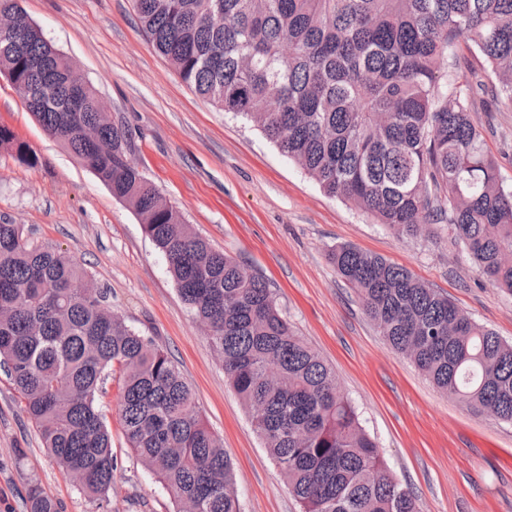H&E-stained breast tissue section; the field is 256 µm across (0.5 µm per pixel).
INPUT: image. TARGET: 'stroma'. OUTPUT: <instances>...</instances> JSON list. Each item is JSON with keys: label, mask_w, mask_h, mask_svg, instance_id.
Masks as SVG:
<instances>
[{"label": "stroma", "mask_w": 512, "mask_h": 512, "mask_svg": "<svg viewBox=\"0 0 512 512\" xmlns=\"http://www.w3.org/2000/svg\"><path fill=\"white\" fill-rule=\"evenodd\" d=\"M22 5L96 88L112 121L129 130L134 162L166 201L200 238L269 283L283 318L334 367L340 390L394 476L413 491L418 512H512V424L441 393L393 351L328 260L342 245L383 256L512 342V293L479 274L447 224L402 237L327 197L251 123L181 80L142 31L134 0ZM473 120L493 125L486 149L511 187L512 112L480 109ZM1 123L39 162L26 166L0 151V222L65 252L106 291L112 313L173 357L232 463L241 512H301L133 208L44 134L3 76ZM98 405L118 469L108 497L97 501L54 463L0 371V512H25L31 477L62 512H174L169 491L126 444L117 381H108Z\"/></svg>", "instance_id": "35a3bbf8"}]
</instances>
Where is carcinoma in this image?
Returning <instances> with one entry per match:
<instances>
[{"label": "carcinoma", "instance_id": "cac0c4a2", "mask_svg": "<svg viewBox=\"0 0 512 512\" xmlns=\"http://www.w3.org/2000/svg\"><path fill=\"white\" fill-rule=\"evenodd\" d=\"M134 2L181 80L250 121L327 196L402 236L447 217L480 272L512 293V189L486 150L490 129L472 120L485 98L512 110V0ZM2 10L14 25L0 36V72L28 91L44 132L140 217L302 512H417L270 285L198 237L128 161L129 130L95 110L93 86H72L74 62L21 0H0ZM461 40L482 65L464 82ZM0 149L38 163L4 124ZM330 260L394 350L442 392L512 423V342L379 255L342 246ZM86 283L71 257L0 223V368L45 448L84 493L108 495L118 462L97 400L117 372L126 441L176 512H240L231 462L192 387L151 337L112 314L105 292L87 298ZM26 508L59 512L34 478Z\"/></svg>", "mask_w": 512, "mask_h": 512}]
</instances>
